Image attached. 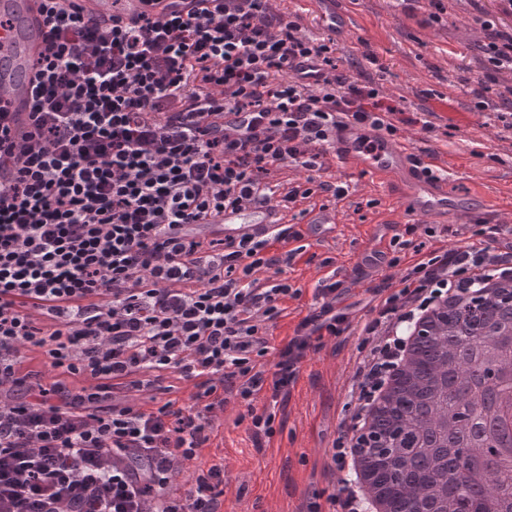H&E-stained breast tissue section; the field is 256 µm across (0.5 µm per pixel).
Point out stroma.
<instances>
[{"label": "stroma", "instance_id": "35a3bbf8", "mask_svg": "<svg viewBox=\"0 0 512 512\" xmlns=\"http://www.w3.org/2000/svg\"><path fill=\"white\" fill-rule=\"evenodd\" d=\"M337 11L349 19L347 30L335 40L343 53L342 66L350 74L375 72L385 66V90L403 96L409 108L427 106L439 93H448L468 110L463 126L433 141L419 128H406L401 142L421 151L441 148L447 158L448 180L454 191L487 193L497 205L496 219L512 223V140L485 125L472 112V92L484 81V38L479 17L494 12V0H448L444 25L424 27L395 0H336ZM377 64H370L367 53ZM328 174L348 185L342 200L325 199L337 218L334 238L311 247V263L298 264L289 276L300 287L299 299L287 303L289 315L269 331L278 346L291 335L299 313L314 302V289L323 276V259L351 268L373 225L388 219L398 207L391 188L374 184L365 174L329 165ZM357 336L337 346L308 353L286 408L282 431L255 445L246 424L235 412L224 415L212 447L203 449L206 462L224 464L223 512H297L308 493L328 488L324 470L328 450L338 436V424L353 407L349 391L363 359Z\"/></svg>", "mask_w": 512, "mask_h": 512}]
</instances>
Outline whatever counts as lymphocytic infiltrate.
<instances>
[{
  "label": "lymphocytic infiltrate",
  "instance_id": "1",
  "mask_svg": "<svg viewBox=\"0 0 512 512\" xmlns=\"http://www.w3.org/2000/svg\"><path fill=\"white\" fill-rule=\"evenodd\" d=\"M186 2L98 27L77 0H42L30 130L12 137L0 112V512H220L224 465L198 458L226 408L255 442L272 438L303 360L351 330L358 306L324 277L270 348L301 295L285 276L305 257L297 224L235 243L184 225L343 199L346 186L315 177L341 121L391 139L410 126L444 134L431 110L340 71L334 40L302 34L273 0ZM480 26L488 67L512 74V32ZM227 112L235 122L221 123ZM420 232L438 228L406 225L393 277L368 289L378 312L361 330L358 399L418 310L512 269V244H498L507 222L482 221L479 243L443 251H425Z\"/></svg>",
  "mask_w": 512,
  "mask_h": 512
}]
</instances>
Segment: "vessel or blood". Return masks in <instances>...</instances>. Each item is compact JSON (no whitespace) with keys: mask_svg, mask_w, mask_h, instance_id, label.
Segmentation results:
<instances>
[{"mask_svg":"<svg viewBox=\"0 0 512 512\" xmlns=\"http://www.w3.org/2000/svg\"><path fill=\"white\" fill-rule=\"evenodd\" d=\"M85 17L110 20L118 14L132 18L143 8L170 13L185 10L184 0H78ZM39 0H0V108L14 113V129L28 126L33 66L42 51L44 25ZM331 153L338 165L367 173L372 178L393 184L404 214H419L442 224L462 212L457 193L441 173L446 166L443 152H418L407 143L389 140L382 131L352 121L337 126ZM282 209L266 205L247 210L225 209L210 223L198 225V232L209 238L239 241L247 234L267 233L283 223ZM302 241L320 245L335 234L336 218L320 206H310L300 221ZM399 229L398 219L386 220L372 240L360 251L353 269L374 276L387 267V246Z\"/></svg>","mask_w":512,"mask_h":512,"instance_id":"obj_1","label":"vessel or blood"}]
</instances>
